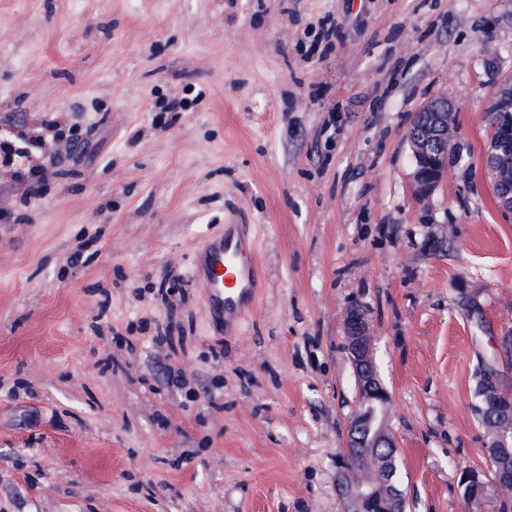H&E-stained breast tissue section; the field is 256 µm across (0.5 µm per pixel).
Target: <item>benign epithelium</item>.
Segmentation results:
<instances>
[{
    "mask_svg": "<svg viewBox=\"0 0 512 512\" xmlns=\"http://www.w3.org/2000/svg\"><path fill=\"white\" fill-rule=\"evenodd\" d=\"M458 104L444 95L430 99L413 120L411 129L415 135L408 137L413 158L412 182L415 194L428 198L442 184L448 172V165L457 160L453 152L456 145L457 127L455 112ZM488 112H512V79L500 83L486 107ZM495 201L506 217L512 216V186L497 191ZM347 350L356 374L360 402L371 406L386 407L391 396L382 386L372 354L370 326L362 310L352 308L346 315ZM368 423L364 411H357L348 425L346 448L336 459V486L343 504L351 512H387L386 506L394 512H405L406 501L401 489L392 480L378 484H367L354 478L352 472L351 448H363L365 444L357 434ZM462 485L473 498L490 501L500 497V480L488 483L481 472H462Z\"/></svg>",
    "mask_w": 512,
    "mask_h": 512,
    "instance_id": "benign-epithelium-1",
    "label": "benign epithelium"
}]
</instances>
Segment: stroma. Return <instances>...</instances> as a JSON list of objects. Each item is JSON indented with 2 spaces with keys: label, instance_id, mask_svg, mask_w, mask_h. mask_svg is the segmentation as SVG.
<instances>
[{
  "label": "stroma",
  "instance_id": "35a3bbf8",
  "mask_svg": "<svg viewBox=\"0 0 512 512\" xmlns=\"http://www.w3.org/2000/svg\"><path fill=\"white\" fill-rule=\"evenodd\" d=\"M509 76L512 0H0V512H341L355 305L406 512H464L512 329L482 172ZM438 95L462 159L421 200L407 137ZM228 224L262 267L233 334L190 277ZM509 112V113H500ZM491 129L498 126L501 132L503 126H512V79L503 80L495 94L490 98L483 116Z\"/></svg>",
  "mask_w": 512,
  "mask_h": 512
}]
</instances>
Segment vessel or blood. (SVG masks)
<instances>
[{
    "mask_svg": "<svg viewBox=\"0 0 512 512\" xmlns=\"http://www.w3.org/2000/svg\"><path fill=\"white\" fill-rule=\"evenodd\" d=\"M194 274L214 317L240 314L260 277L256 247L242 226L227 225L224 234L207 239Z\"/></svg>",
    "mask_w": 512,
    "mask_h": 512,
    "instance_id": "obj_1",
    "label": "vessel or blood"
}]
</instances>
